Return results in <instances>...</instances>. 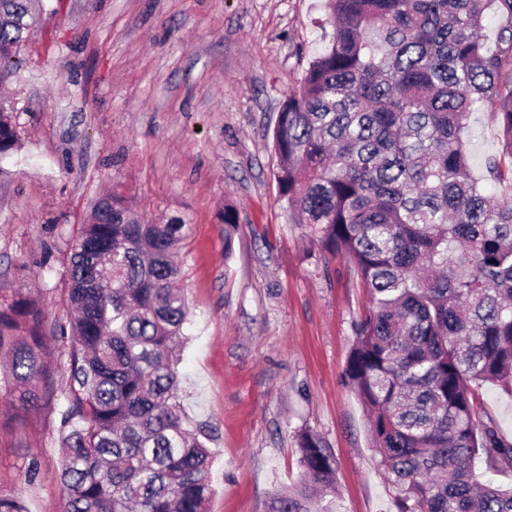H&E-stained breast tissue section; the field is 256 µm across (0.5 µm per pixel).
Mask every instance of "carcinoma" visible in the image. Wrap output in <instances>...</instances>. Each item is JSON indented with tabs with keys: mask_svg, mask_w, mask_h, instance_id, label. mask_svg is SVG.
Wrapping results in <instances>:
<instances>
[{
	"mask_svg": "<svg viewBox=\"0 0 512 512\" xmlns=\"http://www.w3.org/2000/svg\"><path fill=\"white\" fill-rule=\"evenodd\" d=\"M328 45L279 112L276 181L295 224L346 260L367 295L343 377L368 416L394 512H512V442L481 419L485 384L512 395V0H325ZM499 20L494 45L483 19ZM40 19L0 0V69ZM492 113L501 152L474 175L464 135ZM17 146L0 101V160ZM224 253L237 224L226 204ZM178 218L146 222L114 193L72 250L70 328L23 294L0 310V392L39 406L47 333L70 340L60 418L63 512H206L211 456L180 410L188 310ZM303 474L272 512H344L317 435L296 434ZM0 512H27L0 494Z\"/></svg>",
	"mask_w": 512,
	"mask_h": 512,
	"instance_id": "cac0c4a2",
	"label": "carcinoma"
}]
</instances>
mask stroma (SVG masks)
I'll use <instances>...</instances> for the list:
<instances>
[{
    "label": "stroma",
    "instance_id": "1",
    "mask_svg": "<svg viewBox=\"0 0 512 512\" xmlns=\"http://www.w3.org/2000/svg\"><path fill=\"white\" fill-rule=\"evenodd\" d=\"M0 83L19 148L0 160V295L69 324L70 249L117 192L149 219L183 217L189 309L179 400L213 453L209 512H270L300 474L298 431L332 456L345 512H391L366 418L342 372L366 298L346 262L306 243L271 141L321 53L323 0H41ZM473 169L498 151L490 113L467 133ZM238 215L224 254V204ZM67 377L23 417L0 398V492L60 512ZM37 462L34 480L23 471Z\"/></svg>",
    "mask_w": 512,
    "mask_h": 512
}]
</instances>
